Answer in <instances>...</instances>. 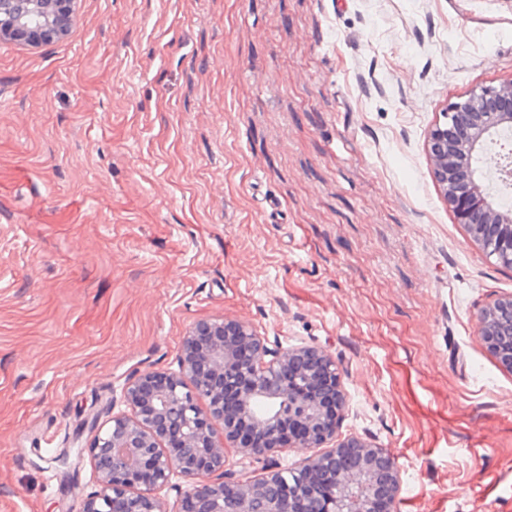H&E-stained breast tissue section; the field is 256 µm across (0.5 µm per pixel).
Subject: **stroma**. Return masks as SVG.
I'll return each instance as SVG.
<instances>
[{
	"label": "stroma",
	"instance_id": "stroma-1",
	"mask_svg": "<svg viewBox=\"0 0 512 512\" xmlns=\"http://www.w3.org/2000/svg\"><path fill=\"white\" fill-rule=\"evenodd\" d=\"M512 80V0H78L0 43V512H82L90 414L218 316L339 366L398 512H512V293L442 200L448 103ZM506 334L512 336V294L495 298L476 316V336L491 353L497 354L501 366L512 372V355L503 357L497 351L499 336Z\"/></svg>",
	"mask_w": 512,
	"mask_h": 512
}]
</instances>
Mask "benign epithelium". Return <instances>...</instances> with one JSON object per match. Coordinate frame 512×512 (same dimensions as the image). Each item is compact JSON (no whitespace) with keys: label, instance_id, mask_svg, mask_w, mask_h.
Listing matches in <instances>:
<instances>
[{"label":"benign epithelium","instance_id":"1","mask_svg":"<svg viewBox=\"0 0 512 512\" xmlns=\"http://www.w3.org/2000/svg\"><path fill=\"white\" fill-rule=\"evenodd\" d=\"M77 0H0V43H47L68 34ZM512 128V80L474 91L443 113L427 141L430 173L448 209L495 264L512 269V209L500 205L478 162ZM512 336V294L476 316V336L493 354ZM127 412L88 422L87 448L97 490L83 512H167L172 478L188 482L178 512H396L403 479L395 459L370 438L342 436L349 397L341 371L310 345L271 347L251 324L197 320L183 336L178 370L143 371L126 384ZM320 448L295 468L286 495L272 492L286 450ZM232 453L260 473L215 481ZM333 484L331 501L318 489Z\"/></svg>","mask_w":512,"mask_h":512}]
</instances>
